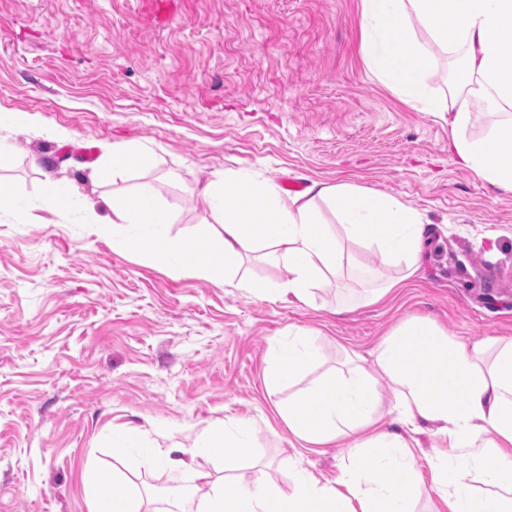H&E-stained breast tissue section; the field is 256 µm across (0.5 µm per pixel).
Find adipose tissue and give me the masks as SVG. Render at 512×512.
<instances>
[{
  "label": "adipose tissue",
  "instance_id": "1",
  "mask_svg": "<svg viewBox=\"0 0 512 512\" xmlns=\"http://www.w3.org/2000/svg\"><path fill=\"white\" fill-rule=\"evenodd\" d=\"M361 50L378 77L393 86L412 107L434 113L448 125V146L465 168L489 184L512 190V55L499 43L512 30V0H361ZM421 26L439 46L463 48L465 81L444 99L429 96L420 76L429 51L412 35ZM488 100L505 116L481 136L473 135V98ZM150 157L136 142L114 148L98 161L99 180L116 179L145 166ZM18 216L35 208L82 211L102 237L123 239L138 247L147 261H160L175 272L203 280L223 276L259 297L309 302L342 264L345 243L375 247L387 265L401 264L413 276L425 247L420 214L390 196L346 185L314 183L291 195L278 184L238 175H219L205 184L197 199L216 228L203 236V252L193 241L172 234L171 222L157 203L132 196L113 203L108 217L97 215L65 181L51 180L40 201L0 190ZM326 203L339 224L331 229L319 217ZM262 252L281 268L272 283L238 279L245 257ZM310 332L289 329L271 353L275 378L293 377L316 356ZM378 367L393 384L390 404H382L360 354L343 368L289 399L280 409L290 430L302 441L324 445L356 443L365 434L366 458L382 473L376 485L348 471L334 482H319L298 472L293 494H284L263 478L218 481L202 465L221 453L250 455L251 428L229 421L222 435L201 434L187 458L158 455L154 447L135 442L132 431L116 427L109 445L114 458L136 457L165 468L192 467L205 491L190 512H411L407 478L414 459L407 433L422 424L434 426L441 446L429 458L433 483L450 512H512V340L465 343L443 330L409 320L399 325L373 352ZM406 434L383 430L386 410ZM488 494H478V487ZM94 512H161L137 485L115 490L97 482Z\"/></svg>",
  "mask_w": 512,
  "mask_h": 512
}]
</instances>
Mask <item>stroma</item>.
<instances>
[{
  "mask_svg": "<svg viewBox=\"0 0 512 512\" xmlns=\"http://www.w3.org/2000/svg\"><path fill=\"white\" fill-rule=\"evenodd\" d=\"M414 34L430 93L447 95L461 48ZM362 36L360 0H0V108L31 117L0 129L1 185L37 198L63 178L103 216L141 193L193 238L209 219L196 191L226 170L350 184L417 210L430 241L378 302L362 270L397 271L351 244L335 284L288 303L144 261L66 210H0V512H92L101 475L192 482L113 458L116 426L163 454L239 419L256 448L206 460L214 477L258 471L285 493L300 470L336 479L357 458L302 447L277 404L408 318L512 339V191L464 168L447 124L377 79ZM131 141L150 166L99 181L90 158ZM292 325L318 355L274 386L269 345Z\"/></svg>",
  "mask_w": 512,
  "mask_h": 512,
  "instance_id": "stroma-1",
  "label": "stroma"
}]
</instances>
